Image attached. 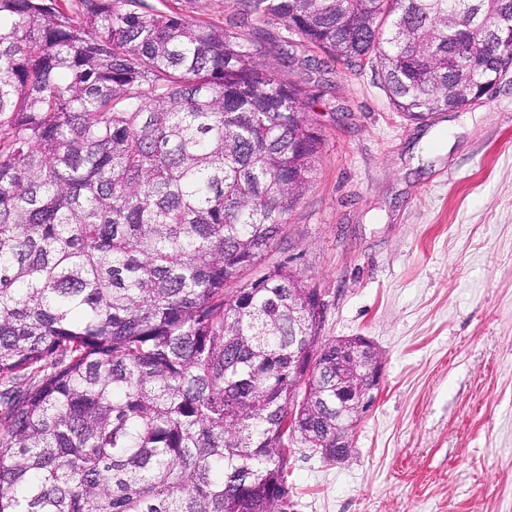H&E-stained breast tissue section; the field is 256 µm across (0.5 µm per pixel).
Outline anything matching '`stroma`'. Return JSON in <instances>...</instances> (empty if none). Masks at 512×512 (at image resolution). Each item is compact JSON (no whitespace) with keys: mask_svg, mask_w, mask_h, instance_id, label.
I'll return each mask as SVG.
<instances>
[{"mask_svg":"<svg viewBox=\"0 0 512 512\" xmlns=\"http://www.w3.org/2000/svg\"><path fill=\"white\" fill-rule=\"evenodd\" d=\"M228 27L258 56L281 25L242 0H145ZM287 77L314 100L309 191L248 279L283 264L325 304L321 333L375 343L384 375L350 455L290 458L297 512H512V69L468 108L425 120L392 105L371 67L317 52Z\"/></svg>","mask_w":512,"mask_h":512,"instance_id":"stroma-1","label":"stroma"}]
</instances>
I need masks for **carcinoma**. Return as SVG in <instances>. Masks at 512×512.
Returning a JSON list of instances; mask_svg holds the SVG:
<instances>
[{
    "mask_svg": "<svg viewBox=\"0 0 512 512\" xmlns=\"http://www.w3.org/2000/svg\"><path fill=\"white\" fill-rule=\"evenodd\" d=\"M0 0V512H293L294 443L336 461V367L293 378L316 294L276 243L312 185L314 100L224 28L133 0ZM280 41L462 110L512 0H245ZM236 283L228 294L226 286Z\"/></svg>",
    "mask_w": 512,
    "mask_h": 512,
    "instance_id": "cac0c4a2",
    "label": "carcinoma"
}]
</instances>
